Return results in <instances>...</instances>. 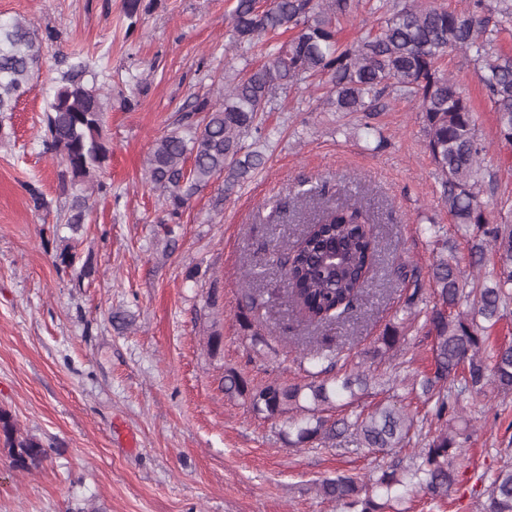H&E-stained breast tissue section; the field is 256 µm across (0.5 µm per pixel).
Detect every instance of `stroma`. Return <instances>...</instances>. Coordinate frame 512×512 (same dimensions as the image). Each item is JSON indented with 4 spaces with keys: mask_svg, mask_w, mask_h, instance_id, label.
<instances>
[{
    "mask_svg": "<svg viewBox=\"0 0 512 512\" xmlns=\"http://www.w3.org/2000/svg\"><path fill=\"white\" fill-rule=\"evenodd\" d=\"M143 3L130 33L124 0H0V20L53 35L34 89L0 121V409L50 457L18 472L0 451V512H81L89 502L101 512H343L319 494L320 480L410 463L439 430L412 389L433 371L434 355L423 317L406 316L405 300L414 286L430 290L442 241L468 262L466 238L485 226L457 234L413 102L392 98L374 116L346 115L326 110L319 91L302 85L279 92L260 133L245 140L263 166L221 207L210 186L172 221L146 179L152 142L193 95L209 90L213 75L263 62L265 48L230 46L234 0ZM74 53L98 85L113 89L105 104L112 155L76 244L92 266L83 279L56 260L69 235L68 199L58 162L41 143L45 102ZM442 67L469 94L487 148L483 173L497 183L486 199L490 223L512 224V144L501 139L469 58L452 52ZM30 184L49 210L32 208ZM303 188L370 209L380 244L363 301L332 331L337 372L368 369L370 387L328 415L352 418L400 401L414 419L407 446L292 448L280 423L224 393L228 369L255 385L305 376L299 356L312 329L285 307L269 309L252 324L272 346L259 358L238 319L244 294L283 285L268 272L266 253L300 235L298 218L309 210L297 197ZM400 263L418 279L393 276ZM393 323L403 336L397 355L371 361L367 350ZM213 330L224 338L215 356L206 347ZM454 426L470 434L455 485L441 500L411 493L404 512H483L492 479L512 466V393L490 386L465 399Z\"/></svg>",
    "mask_w": 512,
    "mask_h": 512,
    "instance_id": "35a3bbf8",
    "label": "stroma"
}]
</instances>
